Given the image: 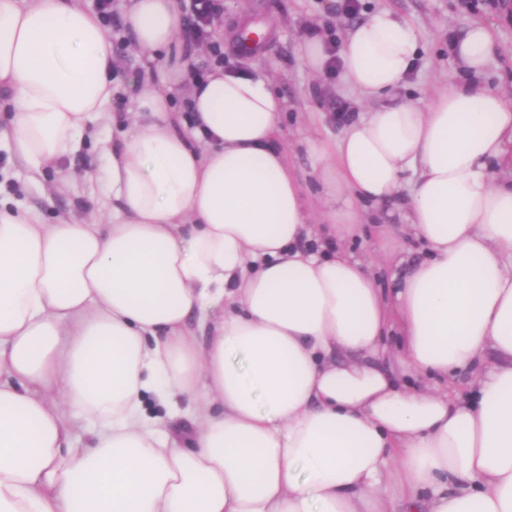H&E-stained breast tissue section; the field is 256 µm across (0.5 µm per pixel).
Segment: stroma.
Masks as SVG:
<instances>
[{
  "label": "stroma",
  "mask_w": 512,
  "mask_h": 512,
  "mask_svg": "<svg viewBox=\"0 0 512 512\" xmlns=\"http://www.w3.org/2000/svg\"><path fill=\"white\" fill-rule=\"evenodd\" d=\"M386 9L407 22L426 52L419 57L400 95L413 100H430L448 75L465 77L453 47L475 24L490 27L494 51L482 77L484 86L512 102V12L492 0H224V14L216 35L224 42L225 71L268 70L275 90L287 103L275 143L289 163L304 174V190L313 207H320L319 186L308 179L309 156L306 138L326 142L340 134L343 115L357 111L356 97L347 91L340 70L312 74L300 60L299 43L309 28L324 29L333 23L336 36L372 11ZM256 23L271 34L265 46L244 54L237 49L243 27ZM99 165L94 149H87L76 166V176L60 186L56 170H47L39 184L24 186L26 173L0 152V183L26 205L41 210L47 219L57 215L86 216L95 188L94 172ZM350 252L374 264L380 281L392 274H405L426 255V248L409 225L393 220L376 224L364 215L356 233L349 238Z\"/></svg>",
  "instance_id": "1"
}]
</instances>
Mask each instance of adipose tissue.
<instances>
[{"label": "adipose tissue", "mask_w": 512, "mask_h": 512, "mask_svg": "<svg viewBox=\"0 0 512 512\" xmlns=\"http://www.w3.org/2000/svg\"><path fill=\"white\" fill-rule=\"evenodd\" d=\"M117 9L149 65L114 136L100 16L0 0V150L32 182L90 142L105 161L83 219L0 197V512H512V177L492 176L512 103L480 84L489 30L420 105L396 96L409 25L349 28L366 109L308 139L315 210L269 75L216 68L174 110L176 0ZM402 189L428 253L387 297L344 242Z\"/></svg>", "instance_id": "1"}]
</instances>
